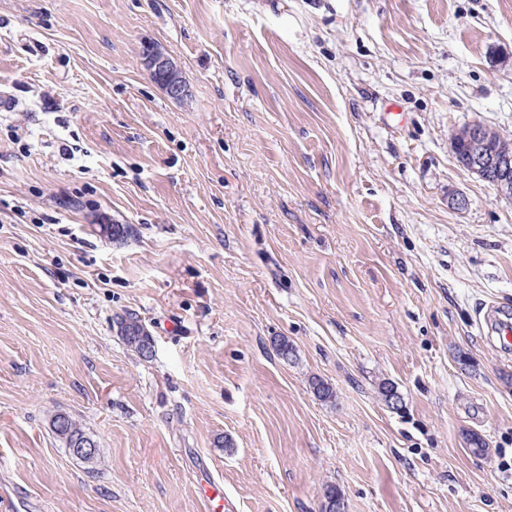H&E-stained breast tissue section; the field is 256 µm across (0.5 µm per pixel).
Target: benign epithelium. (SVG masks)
I'll use <instances>...</instances> for the list:
<instances>
[{"label":"benign epithelium","mask_w":512,"mask_h":512,"mask_svg":"<svg viewBox=\"0 0 512 512\" xmlns=\"http://www.w3.org/2000/svg\"><path fill=\"white\" fill-rule=\"evenodd\" d=\"M144 66L158 86L173 100L187 97L189 89L181 69L160 48L151 47L144 52ZM493 130L481 123H473L453 135L454 149L465 152L467 169L491 183L499 196L512 199V159L486 150L493 141ZM98 449L97 440L91 435L74 442L71 455L84 459Z\"/></svg>","instance_id":"obj_1"}]
</instances>
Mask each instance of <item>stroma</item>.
I'll return each instance as SVG.
<instances>
[{
    "label": "stroma",
    "mask_w": 512,
    "mask_h": 512,
    "mask_svg": "<svg viewBox=\"0 0 512 512\" xmlns=\"http://www.w3.org/2000/svg\"><path fill=\"white\" fill-rule=\"evenodd\" d=\"M0 98V490L204 512V463L230 512H512V355L475 321L512 304V199L452 145L512 140V0H0ZM143 64L169 98L181 100L187 97L189 89L181 69L160 48H147ZM126 317L118 319L119 337L123 343L134 351L141 359L148 360L151 356L144 354V346L151 340V335L144 328L141 321L132 314H125ZM145 330L147 332H145ZM155 350V343L150 341L148 352L151 354ZM66 416L63 421L59 423L52 433L55 437L64 445L65 448L71 447L73 441L78 438H83L74 442L72 448H70L71 455L76 458L84 459L86 457L92 456L98 449L97 454L88 460L81 461L82 464L86 466L90 472H96L101 466V454L100 449L98 448L97 440L93 438V436L88 435V433L83 429L81 424L77 422L73 417L64 412Z\"/></svg>",
    "instance_id": "obj_1"
}]
</instances>
